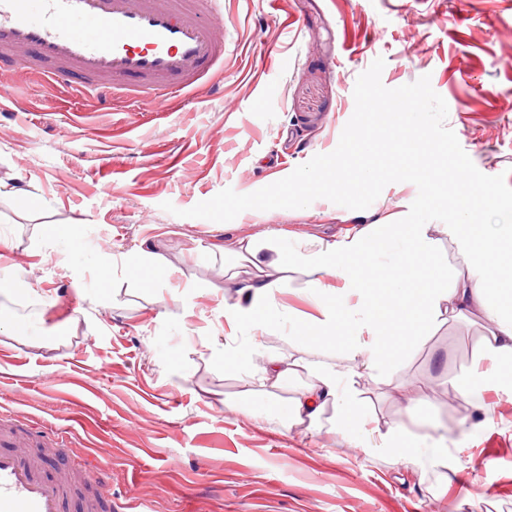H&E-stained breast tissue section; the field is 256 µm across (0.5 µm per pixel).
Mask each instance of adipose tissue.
Listing matches in <instances>:
<instances>
[{"label":"adipose tissue","instance_id":"obj_1","mask_svg":"<svg viewBox=\"0 0 512 512\" xmlns=\"http://www.w3.org/2000/svg\"><path fill=\"white\" fill-rule=\"evenodd\" d=\"M494 201L479 187L456 206L452 224L369 225L358 234L333 241L295 240L279 246L272 239L238 241L229 255L238 259L245 276L244 297L225 307L224 321L233 330L231 344L224 347V362L240 375L260 374L270 387H278L294 367L262 349L267 330L287 328L290 336L312 344L345 340L353 368L375 370L402 354L414 342L423 324L435 321L454 308L484 315L493 324L483 339V355L496 371L473 369L452 380L454 390L476 400L488 388L512 391V225L478 224L476 208H491ZM457 239L459 265L465 277H452L438 255L437 234ZM346 256L357 257L353 266L342 265ZM293 265L307 276V288L319 314L309 320L279 307L275 294L284 283L279 266ZM399 280L386 288L387 280ZM351 370L330 366L314 368L312 380L289 407L283 421L286 429L310 431L326 404L342 409L339 430L345 441L365 453L384 448L405 462L444 458L428 435L401 427L388 429L378 444L362 441L355 431L362 422L353 391L347 381Z\"/></svg>","mask_w":512,"mask_h":512}]
</instances>
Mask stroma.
<instances>
[{"mask_svg":"<svg viewBox=\"0 0 512 512\" xmlns=\"http://www.w3.org/2000/svg\"><path fill=\"white\" fill-rule=\"evenodd\" d=\"M229 31L223 96L199 91L168 112L103 107L48 81L23 84L0 112V415L67 428L79 459L106 457L112 491L146 486L157 512H512V396L480 401L450 386L482 353L488 323L423 326L402 357L351 386L374 426L410 427L406 394L447 438V460L411 467L365 454L326 406L314 431L280 422L308 383L245 396L225 368V306L242 283L225 243L283 230L333 240L407 213L418 190L387 185L362 211L246 210L218 223L187 209L230 188L255 192L332 152L358 76L383 58L384 86L431 78L446 124L477 169L512 187V0H221ZM175 210H163L164 202ZM65 235L85 265L69 268ZM155 256L145 287L130 260ZM42 322L35 340L29 321ZM262 344L288 360L346 365L344 344L307 346L287 330Z\"/></svg>","mask_w":512,"mask_h":512,"instance_id":"obj_1","label":"stroma"}]
</instances>
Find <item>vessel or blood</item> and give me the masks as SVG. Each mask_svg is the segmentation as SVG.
<instances>
[{"label":"vessel or blood","instance_id":"1","mask_svg":"<svg viewBox=\"0 0 512 512\" xmlns=\"http://www.w3.org/2000/svg\"><path fill=\"white\" fill-rule=\"evenodd\" d=\"M218 0H0V98L12 77L77 84L107 105L163 111L173 92L194 94L224 68V14ZM28 422L0 437V512H115L112 486L97 462L53 471L28 444Z\"/></svg>","mask_w":512,"mask_h":512}]
</instances>
